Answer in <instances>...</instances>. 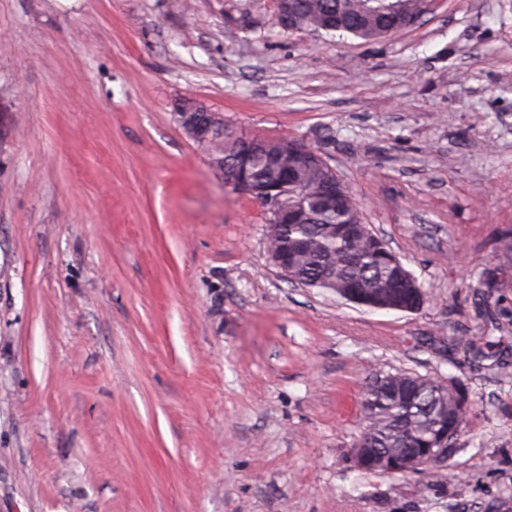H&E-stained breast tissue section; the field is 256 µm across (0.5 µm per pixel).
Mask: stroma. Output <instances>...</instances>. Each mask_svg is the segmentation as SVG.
<instances>
[{
	"label": "stroma",
	"mask_w": 512,
	"mask_h": 512,
	"mask_svg": "<svg viewBox=\"0 0 512 512\" xmlns=\"http://www.w3.org/2000/svg\"><path fill=\"white\" fill-rule=\"evenodd\" d=\"M186 99L317 148L424 304L285 280L265 207L179 125ZM502 360L512 0H434L371 40L282 28L276 0H0V512H494ZM391 368L466 390L438 476L351 460Z\"/></svg>",
	"instance_id": "35a3bbf8"
}]
</instances>
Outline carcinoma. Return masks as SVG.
I'll return each mask as SVG.
<instances>
[{
	"mask_svg": "<svg viewBox=\"0 0 512 512\" xmlns=\"http://www.w3.org/2000/svg\"><path fill=\"white\" fill-rule=\"evenodd\" d=\"M302 26L317 34L372 39L410 26L428 11L429 0H292ZM254 150L242 154L240 138L226 133L207 143L210 164L223 168L236 161L243 168L254 199L267 205V246L288 255L297 283L336 295L366 308L386 303L405 305L410 293L423 290L418 278L394 275L396 254L368 224L350 185L325 171L302 169L283 174L270 158L274 138L253 140ZM379 383L368 380L361 398L362 432L373 448L396 455L401 449L430 447L445 426L463 432L468 424V399L462 389L448 394L439 410L438 379L392 368Z\"/></svg>",
	"mask_w": 512,
	"mask_h": 512,
	"instance_id": "carcinoma-1",
	"label": "carcinoma"
}]
</instances>
